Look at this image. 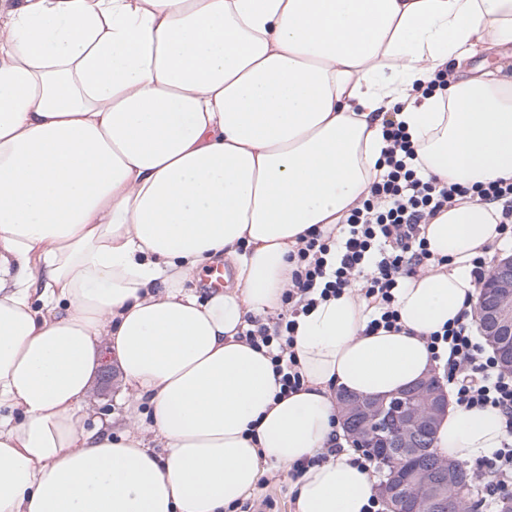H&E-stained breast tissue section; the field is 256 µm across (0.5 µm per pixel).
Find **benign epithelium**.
Returning <instances> with one entry per match:
<instances>
[{
    "label": "benign epithelium",
    "instance_id": "7a95c632",
    "mask_svg": "<svg viewBox=\"0 0 512 512\" xmlns=\"http://www.w3.org/2000/svg\"><path fill=\"white\" fill-rule=\"evenodd\" d=\"M475 315L483 335L491 337L501 368L512 374V255L498 258L482 282ZM338 415L351 447L377 456L391 475L377 486L390 512H470L461 494L464 469L448 458L435 457L428 467L405 473V459L422 447L424 434L434 430L448 411V393L435 373L385 398H364L340 391Z\"/></svg>",
    "mask_w": 512,
    "mask_h": 512
}]
</instances>
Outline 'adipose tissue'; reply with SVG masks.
Here are the masks:
<instances>
[{"mask_svg":"<svg viewBox=\"0 0 512 512\" xmlns=\"http://www.w3.org/2000/svg\"><path fill=\"white\" fill-rule=\"evenodd\" d=\"M510 43L512 0H0V512H224L327 446L334 390L430 372L494 206L425 224L443 263L399 289L400 331L366 334L349 289L300 317L298 393L241 332L280 308L300 237L383 172L384 113L425 176L512 178L511 81L419 92ZM218 258L237 283L200 299ZM108 357L119 431L87 426ZM502 438L497 412L453 406L433 448L468 462ZM293 491L296 512H363L375 478L344 451Z\"/></svg>","mask_w":512,"mask_h":512,"instance_id":"obj_1","label":"adipose tissue"}]
</instances>
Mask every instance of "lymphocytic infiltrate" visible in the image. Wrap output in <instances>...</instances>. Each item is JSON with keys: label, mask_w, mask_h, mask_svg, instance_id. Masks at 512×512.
I'll list each match as a JSON object with an SVG mask.
<instances>
[{"label": "lymphocytic infiltrate", "mask_w": 512, "mask_h": 512, "mask_svg": "<svg viewBox=\"0 0 512 512\" xmlns=\"http://www.w3.org/2000/svg\"><path fill=\"white\" fill-rule=\"evenodd\" d=\"M385 173L373 181L345 223L315 230L289 253L291 282L273 323L249 318L246 340L267 349L281 396L305 385L293 349L298 319L317 301L339 295L355 285L370 310L367 332L400 330L395 294L405 282L436 263L423 236V226L444 208L458 202L501 206L498 230L512 243V179L486 183L443 184L424 179L419 155L403 122L385 119ZM433 358L457 405L492 409L502 417L500 448L481 457L475 492L496 502L512 487V374L501 371L493 350L478 336L472 319L444 325L426 338Z\"/></svg>", "instance_id": "1"}]
</instances>
